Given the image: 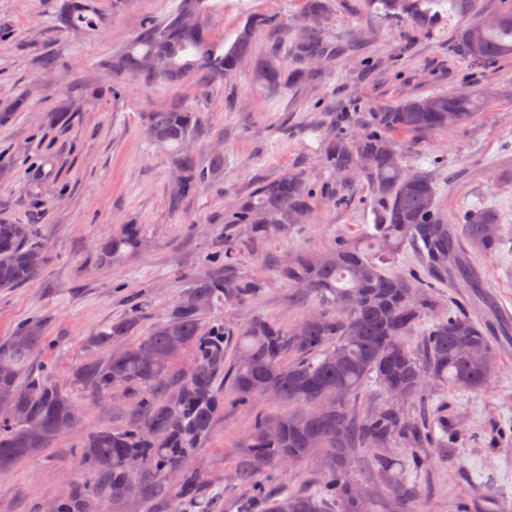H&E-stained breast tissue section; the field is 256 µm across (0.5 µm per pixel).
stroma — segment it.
Returning a JSON list of instances; mask_svg holds the SVG:
<instances>
[{"instance_id": "stroma-1", "label": "stroma", "mask_w": 512, "mask_h": 512, "mask_svg": "<svg viewBox=\"0 0 512 512\" xmlns=\"http://www.w3.org/2000/svg\"><path fill=\"white\" fill-rule=\"evenodd\" d=\"M179 0H95L110 19L102 32L74 37L59 29L55 0H0V102L20 90L30 92L24 111L0 123V213L31 227L35 242L50 259L37 279L20 288L0 289V341L34 317L46 323V344L33 361L34 375L64 389L81 411V431L66 434L43 454L0 470V512H45L52 503H72L82 512H163L152 500L115 502L98 473L83 461L82 430L122 429L137 419L135 396L122 391L90 397L72 379L74 368L89 358L105 359L110 349L97 343L99 329L120 320L132 304L145 306L141 330L164 316L190 279L200 273L207 254L222 239L224 206L260 180L302 169L307 182L330 177L318 154L316 129L338 123L349 99L365 108L471 84L488 89L491 99L468 122L445 133L392 134L407 165L438 170V204L446 214L484 205L500 214L503 242L493 254L473 253L472 264L486 284L484 296L441 285L428 297L437 311L467 306L492 326L498 370L482 392L432 386L425 401L427 424L440 431L438 453L429 455L419 474L424 487L419 512H512V59L475 70L448 50L459 18L441 4L446 21L428 32L406 21L378 23L366 0H332L319 34L335 47L328 71L309 86L277 97L253 85L249 64L224 81L201 86L148 85L124 75L113 77L106 65L113 53L150 19L162 17ZM211 22L215 39L232 42L248 14L295 20L303 0H215ZM56 53L58 70L45 76L38 60ZM111 83L116 95L90 97L83 87ZM79 95L80 112L66 128L53 124L57 101ZM183 97L201 113L204 124L224 133V172L204 184L180 211L168 206L167 159L143 133V118L154 107ZM51 170L37 182L35 168ZM347 200L316 199L313 223L254 242L238 240L240 273L264 284L245 308H225V322L259 316L289 327L301 314L290 290L270 267L268 255H291L332 248L338 241L357 243L365 252L374 215L371 190L353 177ZM140 225L145 249L134 258L101 265L102 243L121 225ZM266 399L248 405L225 403L208 439L192 452L188 465L203 475L208 512H236L251 494L236 478L242 445L257 415L280 412ZM319 458L263 473L273 490L307 492L319 483ZM351 479L368 500L369 512H388L390 487L366 451L355 452Z\"/></svg>"}]
</instances>
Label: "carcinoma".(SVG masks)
Here are the masks:
<instances>
[{"instance_id":"1","label":"carcinoma","mask_w":512,"mask_h":512,"mask_svg":"<svg viewBox=\"0 0 512 512\" xmlns=\"http://www.w3.org/2000/svg\"><path fill=\"white\" fill-rule=\"evenodd\" d=\"M468 22L454 29L448 50L476 70L512 59V5L496 11L497 20L483 22L480 0H449ZM382 5L383 22L404 18L420 32L439 20L438 0H369ZM330 0H304L303 14L310 25L285 31L279 48L256 52V37L278 28L259 14L248 17L229 47L210 35L212 8L205 0H181L161 19L147 22L125 46L112 55L115 75L132 73L149 83L181 85L204 74L222 81L245 62L251 64L256 86L272 97L308 85L318 77L316 63L330 58L331 49L313 37L316 25L330 10ZM59 28L73 35L104 31L108 17L93 0H61L55 16ZM487 100L480 88L460 97L435 92L408 97L369 113L372 130L356 137L334 130L320 136V154L339 179L314 188L303 171L291 170L255 185L234 197L224 215L227 225H243L251 237L265 238L290 224H309L315 199L322 195L344 199L343 186L358 175L366 179L374 202L375 224L370 237L378 252L367 254L343 240L318 254L301 253L276 260L275 269L297 299L307 304L301 319L281 327L264 318H252L234 327L207 319L217 307H240L261 293V283L236 270V248L224 245L208 255L207 268L195 276L169 313L134 341L105 360H89L73 371V379L90 393L113 388L149 389L178 376L177 396L161 400L144 393L137 400L141 418L124 429L85 433L83 459L107 481L112 500L124 502L135 492L146 493L156 479L171 470L181 473L172 495L182 503L196 499L203 477L186 466L193 449L208 438L214 419L224 412V385L234 401L246 405L269 389L288 412L258 416L246 437L245 458L237 469L239 480L252 485V495L239 512H362L363 499L350 479L355 449L383 448L395 438L425 448V433L400 412V393L406 402H421L427 383L463 390L489 387L496 371V353L485 322L472 310L459 308L439 317L423 331L424 354L407 346V337L421 325L430 305L424 292L435 284L450 288H481L483 282L469 261L468 249L491 253L499 236L489 228L500 224L496 211L474 206L450 218L437 205L439 184L427 171L409 169L388 138L390 131L443 132L478 112ZM202 125L200 112L185 101H175L145 115L144 133L150 145L163 152L170 172V202L176 209L206 182L224 171V152L210 151L199 158L193 143ZM369 154L371 166L361 165ZM144 245L138 224H124L106 240L97 260L110 265L131 257ZM411 248L425 274L389 271L404 248ZM36 249L30 229L0 218V288H19L35 280L43 267L30 263ZM141 311L112 323L98 333L102 344L133 335ZM46 338L42 320L32 319L0 342V388H8L16 411L0 418V468L36 456L52 447L62 430L76 428L80 414L70 398L52 381L32 374V359ZM190 352L193 362L176 371ZM375 382L388 405L358 414L352 399L363 386ZM332 403L328 416L313 411ZM35 422L41 430L27 433ZM319 456L323 481L314 493L276 496L256 481L268 469ZM139 460V473L127 460ZM381 473H393L386 456L373 458ZM390 512H412L409 503L421 498L406 469L393 473Z\"/></svg>"}]
</instances>
